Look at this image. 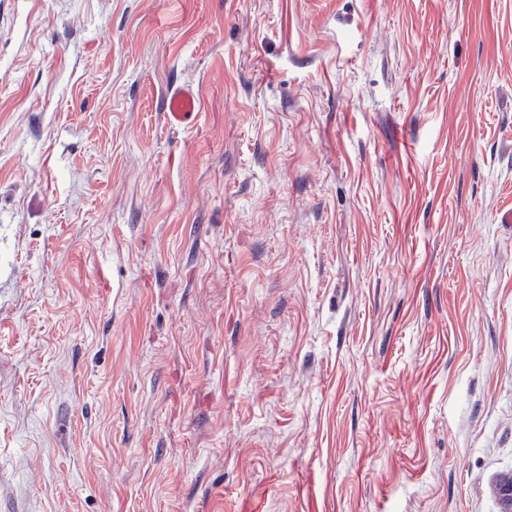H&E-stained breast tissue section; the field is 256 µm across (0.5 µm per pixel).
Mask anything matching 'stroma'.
I'll use <instances>...</instances> for the list:
<instances>
[{"instance_id":"stroma-1","label":"stroma","mask_w":512,"mask_h":512,"mask_svg":"<svg viewBox=\"0 0 512 512\" xmlns=\"http://www.w3.org/2000/svg\"><path fill=\"white\" fill-rule=\"evenodd\" d=\"M508 211L512 0H0V512H500ZM196 108V100L188 91L175 93L166 102L168 116L174 123H187L194 120L197 115Z\"/></svg>"}]
</instances>
